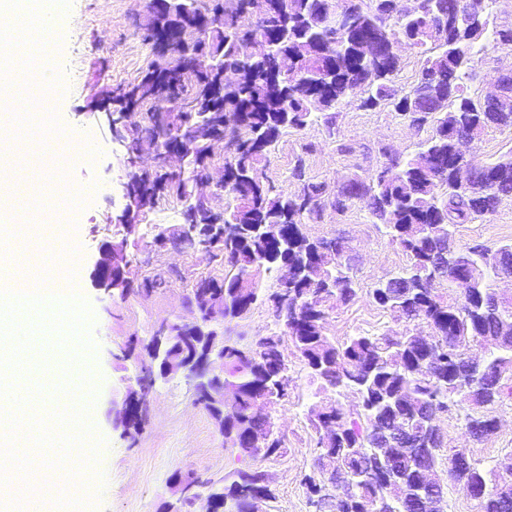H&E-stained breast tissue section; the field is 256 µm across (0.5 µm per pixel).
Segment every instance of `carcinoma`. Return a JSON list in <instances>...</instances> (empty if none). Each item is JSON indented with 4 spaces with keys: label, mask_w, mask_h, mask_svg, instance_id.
<instances>
[{
    "label": "carcinoma",
    "mask_w": 512,
    "mask_h": 512,
    "mask_svg": "<svg viewBox=\"0 0 512 512\" xmlns=\"http://www.w3.org/2000/svg\"><path fill=\"white\" fill-rule=\"evenodd\" d=\"M236 0L224 13V22L211 17L215 0H161L154 16L141 23L144 41L174 58L167 72L148 70L141 80L119 96L120 111L143 109L142 122L130 128V151L180 147L186 156L179 173L131 171L154 205L160 196L180 201L184 212L208 208L198 196L196 182L211 165L220 143L198 139L193 127L208 113L231 151L224 157V191L233 205L224 210V242L212 247L230 267L224 279H206L205 288L192 289L198 309L212 298L224 300V313L242 315L261 298V281L283 263L300 274L290 288L299 308L281 318L299 356L320 380L325 391L343 389L357 394L360 409L346 413L337 400L313 403L308 414L322 434L327 414L336 416L342 435L334 442L318 438L316 468L320 475L336 473L350 497L396 502L397 512H418L410 493L420 470L440 464L441 432L426 433L441 415L465 404L468 428L492 424V409L503 394V378L512 374V339L490 343L504 320L512 322V302L495 301V269L512 267V243L495 249L474 244L453 248L447 264L434 260L442 233H454L460 224H473L496 211L486 196L512 195V151L493 159L465 156L457 134L481 138L490 130H512V103L504 108L466 95L472 77L471 62L488 45H512V25L489 19L486 0H420L406 13L399 0ZM253 38L270 43L265 54L249 51ZM387 49L402 44L425 54L416 83L401 94L392 88L400 66L399 52L371 57L365 43ZM187 55L215 56L236 80L215 88L208 73L184 64ZM288 66H283V58ZM361 88V107L389 103L411 125H432L431 137L419 143L409 158L390 164L372 181L352 180L336 191L331 205L343 210L347 202L363 200L373 222L384 226L390 240L406 255L407 264L373 285L372 301L395 318L410 322L422 318L430 327L432 347L418 335L358 334L339 344L324 334L325 303L335 297L347 303L356 296L357 283L349 275L351 258L343 240L331 247L312 239L303 225L319 215L327 189L305 179L301 166L293 176L302 182L297 193L277 191L265 182L261 164L288 128L302 130L317 122L331 127L339 109ZM444 192L434 193L435 184ZM448 289V298L437 288ZM486 344L477 368L466 369L472 345ZM281 336L260 337L253 349L224 347V384L239 393L237 410L226 416L205 406L216 424L224 425V440L247 453L250 435L266 426L253 418L260 398L278 402L288 396L287 365ZM404 431L415 441L416 456L396 449L395 464L403 487L396 494L382 485L359 486V476L378 470L376 430ZM477 489L480 512H512L497 497L495 470L471 462L465 472L452 473ZM199 486L216 488L224 498L248 512L250 500L269 495L265 475L240 471L231 481L202 480Z\"/></svg>",
    "instance_id": "obj_1"
}]
</instances>
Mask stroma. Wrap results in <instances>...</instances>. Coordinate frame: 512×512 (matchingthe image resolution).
I'll return each mask as SVG.
<instances>
[{"instance_id": "stroma-1", "label": "stroma", "mask_w": 512, "mask_h": 512, "mask_svg": "<svg viewBox=\"0 0 512 512\" xmlns=\"http://www.w3.org/2000/svg\"><path fill=\"white\" fill-rule=\"evenodd\" d=\"M140 8L139 0H71L55 70L63 92L52 111L61 124L60 137L81 140L95 150L90 162L71 167L70 184H91L96 191L74 203L78 222L72 238L51 232L33 243L48 270L63 269L69 251H76L79 288L95 316L90 337L97 349L86 356L85 364L97 387L93 428L103 446L97 464L84 470V479L99 474L106 479L97 512H161L171 499L173 473L189 472L217 481L233 479L241 470H259L271 491L270 498L259 503V512H315L302 483L303 476L316 469L317 435L307 408L324 392L290 338L281 341L290 377L288 395L270 411L283 440L278 453L249 454L225 443L209 413L196 404L193 381L180 373L157 379L142 409L138 432L126 437L112 427L113 402L123 400L128 383L141 372L142 340L161 325L194 322L196 309L190 303L194 284L204 278L223 279L225 272L222 258L213 253L156 245L159 231L184 221L183 206L175 200H159L132 228L117 222L127 174L134 167L153 168L156 160L153 151L145 150L136 161H128L121 147L104 133L93 110L107 104V92L136 84L153 60L149 46L135 31ZM510 68L512 48H488L472 63L474 77L467 84V95L484 98L493 91L498 74ZM431 132L428 126H411L390 105L362 108L355 95L342 107L334 128L313 124L284 131L263 175L275 189L296 191L292 170L300 160L306 178L332 189L352 179L367 182L388 160L406 159ZM303 230L313 239L343 238L359 283L353 300L331 303L325 334L332 342L358 333H399L407 327L428 334L424 322L396 321L368 294L374 283L404 267L406 257L373 223L365 202H354L342 212L325 206L320 218L308 221ZM121 239L127 241L132 259L131 287L123 294L98 289L90 279L102 242ZM455 242L462 246L479 242L493 249L512 242V197L503 199L484 220L458 226ZM147 278L156 283L148 293L140 288ZM215 326L226 341L242 348L283 330L265 302L237 317L216 318ZM26 358L36 369L16 375L15 385L40 387L41 411L56 409L52 351L33 345ZM493 414L501 425L480 441L467 432L463 415L441 417L439 426L450 447L466 449L481 464L503 470L512 463V397L496 405Z\"/></svg>"}]
</instances>
